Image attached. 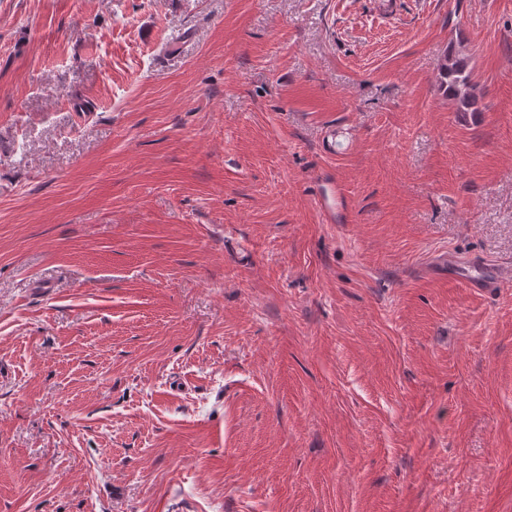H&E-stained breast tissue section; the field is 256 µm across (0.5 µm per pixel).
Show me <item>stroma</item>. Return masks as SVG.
<instances>
[{
    "label": "stroma",
    "mask_w": 512,
    "mask_h": 512,
    "mask_svg": "<svg viewBox=\"0 0 512 512\" xmlns=\"http://www.w3.org/2000/svg\"><path fill=\"white\" fill-rule=\"evenodd\" d=\"M451 253L512 261V0H0V512H512ZM439 88L456 102L458 112L475 111V85L463 59L448 56L442 60L439 66Z\"/></svg>",
    "instance_id": "obj_1"
}]
</instances>
